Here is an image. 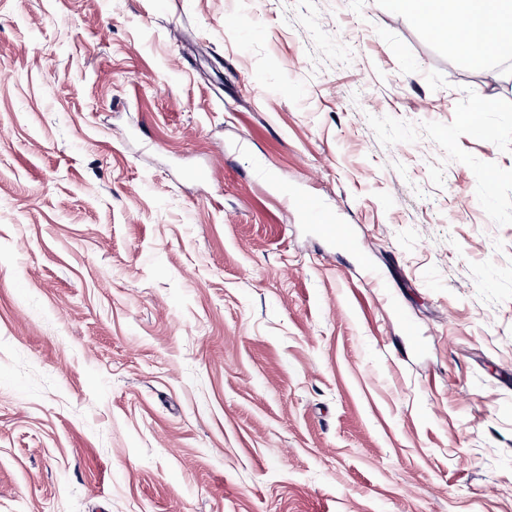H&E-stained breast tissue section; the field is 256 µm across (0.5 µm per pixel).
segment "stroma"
<instances>
[{"instance_id": "obj_1", "label": "stroma", "mask_w": 512, "mask_h": 512, "mask_svg": "<svg viewBox=\"0 0 512 512\" xmlns=\"http://www.w3.org/2000/svg\"><path fill=\"white\" fill-rule=\"evenodd\" d=\"M0 512H512V56L0 0Z\"/></svg>"}]
</instances>
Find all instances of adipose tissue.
<instances>
[{
	"mask_svg": "<svg viewBox=\"0 0 512 512\" xmlns=\"http://www.w3.org/2000/svg\"><path fill=\"white\" fill-rule=\"evenodd\" d=\"M476 68L512 51V0H384Z\"/></svg>",
	"mask_w": 512,
	"mask_h": 512,
	"instance_id": "1",
	"label": "adipose tissue"
}]
</instances>
